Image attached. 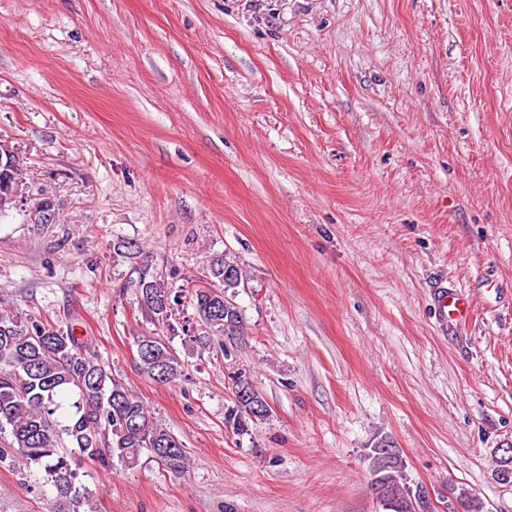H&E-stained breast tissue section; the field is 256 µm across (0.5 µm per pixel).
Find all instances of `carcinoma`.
<instances>
[{"mask_svg": "<svg viewBox=\"0 0 512 512\" xmlns=\"http://www.w3.org/2000/svg\"><path fill=\"white\" fill-rule=\"evenodd\" d=\"M26 190V169L10 141L0 138V185ZM220 285L198 286L188 292L189 303L201 319L224 329L227 336L241 335L243 326L233 302L243 270L233 261L216 260L210 269ZM144 310L168 320L182 295L173 293L158 276L144 269L134 282ZM138 368L157 383L175 380L180 361L159 336L137 338ZM246 377L232 378L235 406L225 414L227 424L243 429L248 421L265 417L255 411L264 401H243L238 391ZM65 395L75 398L66 423L55 418ZM0 447L14 448L27 464L43 473L55 491L51 512H81L89 500L77 486L79 468L72 453L102 468L114 460L126 466L139 462L145 450L174 475L187 471L183 444L154 421L143 400L115 379L97 354L73 332L38 320L23 325L0 314ZM378 499L387 512H434L423 507L418 489L410 486L406 461L394 449L391 462L377 448L365 456ZM457 501L468 512H483L481 501L461 487Z\"/></svg>", "mask_w": 512, "mask_h": 512, "instance_id": "obj_1", "label": "carcinoma"}]
</instances>
